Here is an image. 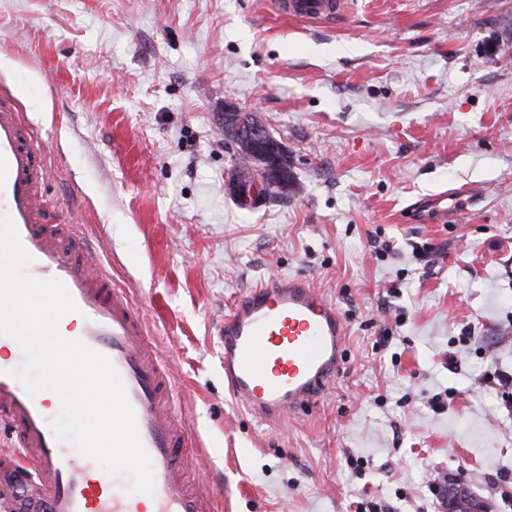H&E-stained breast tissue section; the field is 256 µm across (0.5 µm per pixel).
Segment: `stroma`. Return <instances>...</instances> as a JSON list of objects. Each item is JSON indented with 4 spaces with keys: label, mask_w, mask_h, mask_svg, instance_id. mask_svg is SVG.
<instances>
[{
    "label": "stroma",
    "mask_w": 512,
    "mask_h": 512,
    "mask_svg": "<svg viewBox=\"0 0 512 512\" xmlns=\"http://www.w3.org/2000/svg\"><path fill=\"white\" fill-rule=\"evenodd\" d=\"M508 26L512 0H350L331 25L273 0H0V86L47 148L48 210L168 357L217 512H448L452 482L512 512ZM228 100L295 175L254 209L227 189ZM273 276L348 329L329 393L277 424L228 393L218 335Z\"/></svg>",
    "instance_id": "obj_1"
}]
</instances>
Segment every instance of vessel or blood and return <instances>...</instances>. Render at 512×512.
I'll use <instances>...</instances> for the list:
<instances>
[{"label":"vessel or blood","instance_id":"b4317fda","mask_svg":"<svg viewBox=\"0 0 512 512\" xmlns=\"http://www.w3.org/2000/svg\"><path fill=\"white\" fill-rule=\"evenodd\" d=\"M287 17L334 22L344 0H277ZM45 150L0 89V216L15 223L38 279H58L78 306L60 322L106 355L122 378L152 463V494L128 493L112 476L55 437V395H29L16 378L23 351L0 355V429L19 455L0 461V501L9 512H215L214 495L184 478L186 442L176 433L168 368L156 356L142 316L116 289L87 245L50 227L45 209ZM224 383L255 417L276 423L316 403L343 363L347 329L336 307L302 278L275 277L247 290L219 328Z\"/></svg>","mask_w":512,"mask_h":512}]
</instances>
